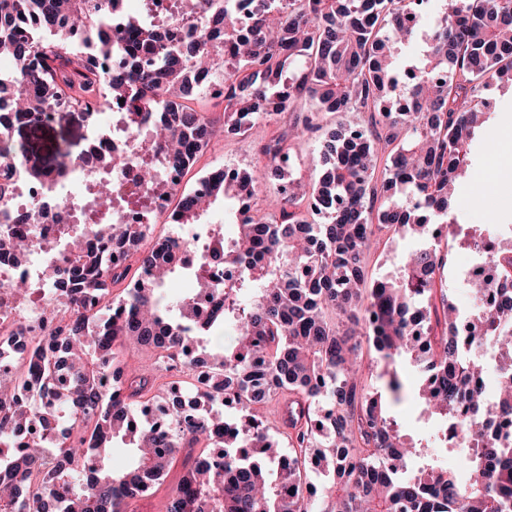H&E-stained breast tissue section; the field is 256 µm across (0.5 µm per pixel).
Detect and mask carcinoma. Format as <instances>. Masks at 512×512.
I'll return each mask as SVG.
<instances>
[{
	"label": "carcinoma",
	"instance_id": "carcinoma-1",
	"mask_svg": "<svg viewBox=\"0 0 512 512\" xmlns=\"http://www.w3.org/2000/svg\"><path fill=\"white\" fill-rule=\"evenodd\" d=\"M191 23L185 36L135 28L116 68H106L112 13L123 0H0V56L17 63L0 72V102L14 123L63 103L74 111L108 108L128 99L136 112H155L156 145L139 180L155 195L176 193L158 179L164 168L186 170L220 123L184 103L211 72L212 57L231 42L235 63L224 69L223 131L246 133L261 113L272 120L300 100L316 108L301 118L300 136L321 129L322 112H362L357 128L340 123L318 158L320 175L279 194L278 214L242 209L237 235L221 245L238 285L209 317L193 319L199 299L214 292L205 279L196 294L167 299L183 270L165 238L139 254L134 224L83 225L88 244L51 252L48 277L58 282L59 308L70 313L49 342L16 371L0 374V437L36 422L41 430L18 445L13 465L0 463V512H124L130 498L154 490L174 457L184 474L162 512H512V228L497 234L484 277L459 280L474 307L459 311L454 289L436 288L442 269L432 242L468 168V146L488 119L487 91L512 88V0H452L451 12L427 34L426 49L402 64L420 25L401 22L414 0H244L250 36H237L235 0H179ZM398 97L406 106H392ZM294 144L279 135L261 146L262 167L219 168L204 176L205 194H183L172 222L190 232L215 204L259 191L280 179L278 155ZM383 161L377 169V161ZM95 212L112 215V187L95 184ZM409 235L415 250L372 285L366 252L385 236ZM30 239L0 234V258L23 261ZM123 262L107 260L111 252ZM138 277L112 302V285ZM495 295L496 307L487 305ZM232 327L234 340H221ZM152 345L159 359L192 373L208 369L207 391L190 409L170 394L159 417L141 424L132 406L158 386L161 366L114 367L116 342ZM374 350L387 376L385 391L362 376L363 347ZM423 368L420 417L413 433L393 413L404 382L400 366ZM114 374L115 395L100 381ZM57 391L45 395L46 384ZM244 421L224 420L225 398ZM278 416L288 451L270 434L260 410ZM478 431H469L468 417ZM128 464H109L114 440ZM70 467L60 499L36 484L50 468L44 450ZM457 457L448 467L445 456ZM310 460L332 476L318 493L304 482Z\"/></svg>",
	"mask_w": 512,
	"mask_h": 512
}]
</instances>
